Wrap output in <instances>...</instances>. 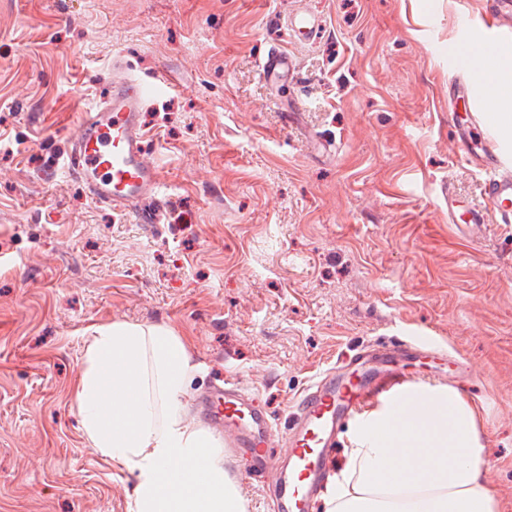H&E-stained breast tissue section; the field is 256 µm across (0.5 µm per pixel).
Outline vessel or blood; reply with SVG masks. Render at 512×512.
<instances>
[{
    "label": "vessel or blood",
    "instance_id": "obj_1",
    "mask_svg": "<svg viewBox=\"0 0 512 512\" xmlns=\"http://www.w3.org/2000/svg\"><path fill=\"white\" fill-rule=\"evenodd\" d=\"M288 28L310 42L318 37L321 23L304 11L289 18ZM457 43L460 52L452 58L455 73L448 93L469 97L482 83L470 58L512 44V0H494L483 30L466 31ZM260 70L263 75L292 82L299 68L291 54L275 48L268 51ZM143 92V85L135 81L113 78L108 94L83 115L71 140L67 172L96 204L154 224L165 204L160 198V172L146 153ZM488 127L483 111L474 108L467 125L455 132L464 158L484 174L478 184L481 202L468 209L465 219L481 233L492 223L512 224V155ZM405 382L397 370L378 379L365 375L340 384L330 377L316 380L296 402L297 422L284 439L290 450L284 461L274 448L277 432L268 415L234 381H225L205 401L213 424L223 429L231 447L252 448L254 476L273 478L281 512H309L318 478L336 446L337 423L355 417L373 400L391 398Z\"/></svg>",
    "mask_w": 512,
    "mask_h": 512
}]
</instances>
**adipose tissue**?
Segmentation results:
<instances>
[{"label":"adipose tissue","instance_id":"1","mask_svg":"<svg viewBox=\"0 0 512 512\" xmlns=\"http://www.w3.org/2000/svg\"><path fill=\"white\" fill-rule=\"evenodd\" d=\"M189 337L163 325L91 327L73 389L81 431L133 481L128 512H246L222 441L188 421ZM410 421L385 402L353 420L325 512H502L476 411L452 387L413 382Z\"/></svg>","mask_w":512,"mask_h":512}]
</instances>
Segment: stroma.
Segmentation results:
<instances>
[{
    "instance_id": "35a3bbf8",
    "label": "stroma",
    "mask_w": 512,
    "mask_h": 512,
    "mask_svg": "<svg viewBox=\"0 0 512 512\" xmlns=\"http://www.w3.org/2000/svg\"><path fill=\"white\" fill-rule=\"evenodd\" d=\"M325 27L302 42L288 16ZM456 0H0V512H126L132 483L79 429L89 327L165 325L193 343L183 401L240 379L286 432L299 394L355 354L425 341L401 365L477 411L512 512V224L477 201L449 102ZM296 85L263 77L270 48ZM156 84L147 153L171 200L141 224L66 172L113 76ZM297 113L287 124V113ZM224 464L247 512H280L248 449ZM260 70L264 76L277 79L295 81L299 71L297 60L287 51L280 48L269 50L260 63Z\"/></svg>"
}]
</instances>
